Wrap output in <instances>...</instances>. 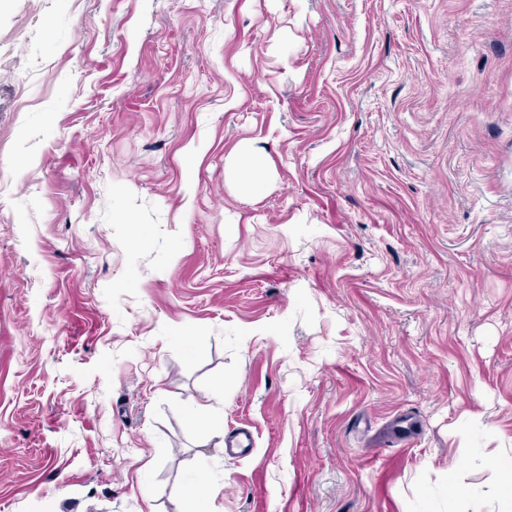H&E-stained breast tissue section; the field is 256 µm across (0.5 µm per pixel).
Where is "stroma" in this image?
<instances>
[{
  "label": "stroma",
  "instance_id": "stroma-1",
  "mask_svg": "<svg viewBox=\"0 0 512 512\" xmlns=\"http://www.w3.org/2000/svg\"><path fill=\"white\" fill-rule=\"evenodd\" d=\"M493 456L512 0H0V512L193 479L210 512H503ZM259 156L260 154L245 143H239L229 154L228 168L238 187L246 194L264 187L267 182L269 167H261L257 163Z\"/></svg>",
  "mask_w": 512,
  "mask_h": 512
}]
</instances>
